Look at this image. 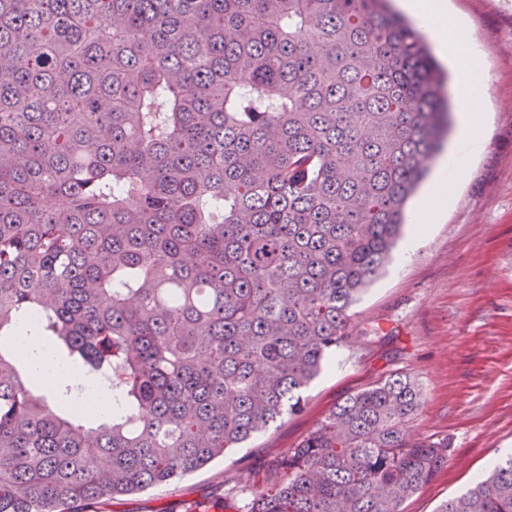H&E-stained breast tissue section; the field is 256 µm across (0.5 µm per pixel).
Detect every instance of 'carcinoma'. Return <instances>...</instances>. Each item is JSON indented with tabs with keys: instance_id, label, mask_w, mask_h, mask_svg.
<instances>
[{
	"instance_id": "obj_1",
	"label": "carcinoma",
	"mask_w": 512,
	"mask_h": 512,
	"mask_svg": "<svg viewBox=\"0 0 512 512\" xmlns=\"http://www.w3.org/2000/svg\"><path fill=\"white\" fill-rule=\"evenodd\" d=\"M388 0H0V338L29 316L112 417L0 346V512L174 483L283 415L350 339L451 126ZM407 376L242 471L247 512H402L448 461ZM437 512H512V457Z\"/></svg>"
}]
</instances>
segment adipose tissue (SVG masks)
<instances>
[{
    "mask_svg": "<svg viewBox=\"0 0 512 512\" xmlns=\"http://www.w3.org/2000/svg\"><path fill=\"white\" fill-rule=\"evenodd\" d=\"M435 40L439 53L449 59L458 74L455 93L461 105L456 136L472 150H480L485 142L487 109L486 75L480 56L468 46L461 24L448 12L447 0H399ZM454 196L448 184V165L440 163L429 190L413 213L415 235L405 244V253H412L420 237L433 224L439 223ZM18 352L35 363L37 371L48 373L51 380L63 387L83 384L82 375L74 368L58 364L43 351V343L29 329H22L16 338Z\"/></svg>",
    "mask_w": 512,
    "mask_h": 512,
    "instance_id": "obj_1",
    "label": "adipose tissue"
}]
</instances>
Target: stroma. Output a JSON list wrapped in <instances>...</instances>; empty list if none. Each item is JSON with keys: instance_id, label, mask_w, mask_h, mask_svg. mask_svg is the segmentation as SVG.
<instances>
[{"instance_id": "obj_1", "label": "stroma", "mask_w": 512, "mask_h": 512, "mask_svg": "<svg viewBox=\"0 0 512 512\" xmlns=\"http://www.w3.org/2000/svg\"><path fill=\"white\" fill-rule=\"evenodd\" d=\"M488 74L487 141L457 200L407 258L392 256L351 310L337 364L246 447L169 485L97 504L93 512H241L238 473L296 447L336 404L392 374L419 384L413 433L448 440L447 463L402 505L435 512L495 460L512 456V0H450Z\"/></svg>"}]
</instances>
